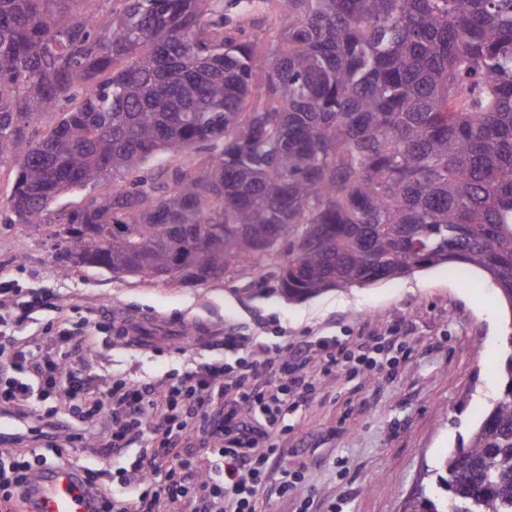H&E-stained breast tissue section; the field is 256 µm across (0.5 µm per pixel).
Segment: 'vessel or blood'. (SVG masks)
Returning <instances> with one entry per match:
<instances>
[{"instance_id": "1", "label": "vessel or blood", "mask_w": 512, "mask_h": 512, "mask_svg": "<svg viewBox=\"0 0 512 512\" xmlns=\"http://www.w3.org/2000/svg\"><path fill=\"white\" fill-rule=\"evenodd\" d=\"M129 335L140 337L144 343L169 338L178 333L175 325L156 322L142 325L124 323ZM25 512H101L102 504L90 491L83 476L69 468L43 466L33 471L25 484Z\"/></svg>"}]
</instances>
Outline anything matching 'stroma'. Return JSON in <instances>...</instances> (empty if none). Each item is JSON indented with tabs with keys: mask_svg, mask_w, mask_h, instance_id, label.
I'll return each mask as SVG.
<instances>
[{
	"mask_svg": "<svg viewBox=\"0 0 512 512\" xmlns=\"http://www.w3.org/2000/svg\"><path fill=\"white\" fill-rule=\"evenodd\" d=\"M14 176L12 164L0 166V281L25 295H52L53 308L21 330L37 344L49 343L48 326L59 316L75 326L103 322L84 354L98 387L157 385L192 361L221 358L228 330L251 337L244 355L259 363L276 340L337 336L353 345L362 336L402 329L394 377L320 376L313 400L285 414L288 461L305 478L288 498L262 495L258 512H298L304 501L338 512H404L416 486L433 484L435 469L503 389L512 308L482 272L452 276L439 265L293 302L256 270L205 284L115 275L67 260L70 245L54 236L53 225L33 233L15 223L8 201ZM157 319L192 333L156 350L113 338L125 321Z\"/></svg>",
	"mask_w": 512,
	"mask_h": 512,
	"instance_id": "35a3bbf8",
	"label": "stroma"
}]
</instances>
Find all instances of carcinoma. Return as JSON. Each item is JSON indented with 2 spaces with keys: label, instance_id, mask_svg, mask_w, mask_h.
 Listing matches in <instances>:
<instances>
[{
  "label": "carcinoma",
  "instance_id": "obj_1",
  "mask_svg": "<svg viewBox=\"0 0 512 512\" xmlns=\"http://www.w3.org/2000/svg\"><path fill=\"white\" fill-rule=\"evenodd\" d=\"M82 2L0 0L10 208L60 225L73 263L206 283L262 261L294 301L446 265L512 308V0H275V43L224 0H123L103 21ZM503 373L406 512H512V353ZM202 154L203 152L201 151L190 150L187 153L181 155H161L159 158L150 162L148 167V174L151 176H156L162 170L186 164ZM104 186H88L86 188L76 189L73 192L67 193L56 199L50 206V210L59 214L61 212H68L72 209H76L84 205L93 197H97L100 193L104 192Z\"/></svg>",
  "mask_w": 512,
  "mask_h": 512
}]
</instances>
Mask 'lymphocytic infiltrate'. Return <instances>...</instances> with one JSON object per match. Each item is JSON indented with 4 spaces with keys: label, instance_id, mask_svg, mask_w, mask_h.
Returning <instances> with one entry per match:
<instances>
[{
    "label": "lymphocytic infiltrate",
    "instance_id": "obj_1",
    "mask_svg": "<svg viewBox=\"0 0 512 512\" xmlns=\"http://www.w3.org/2000/svg\"><path fill=\"white\" fill-rule=\"evenodd\" d=\"M0 297L9 301L12 315H0V410L23 420L35 419V434L44 442L43 453L19 450L0 461V512H15L27 476L45 464L72 466L67 451L85 448L107 455L123 448L132 434L149 436L150 448L131 464L129 486L135 499L117 505L109 470L83 464L87 481L101 495L103 512H257L259 496L269 481H276L280 497H288L302 482L304 472L288 462L280 427L283 415L307 402L316 373L344 371L377 376L378 354L388 351L395 364L397 337L383 336L375 345L349 348L335 336L316 346L275 344L263 365L238 359L200 363L167 383L163 395L150 385L116 383L95 386L92 364L73 365L71 352L95 342L94 326L63 327L57 339L68 351L54 355L18 338L16 330L34 321L36 313L51 307L49 294L16 297L0 283ZM68 403L73 420L41 413L39 402ZM112 421L106 443L89 442L74 432V422ZM212 445L210 455L199 452L201 442Z\"/></svg>",
    "mask_w": 512,
    "mask_h": 512
}]
</instances>
